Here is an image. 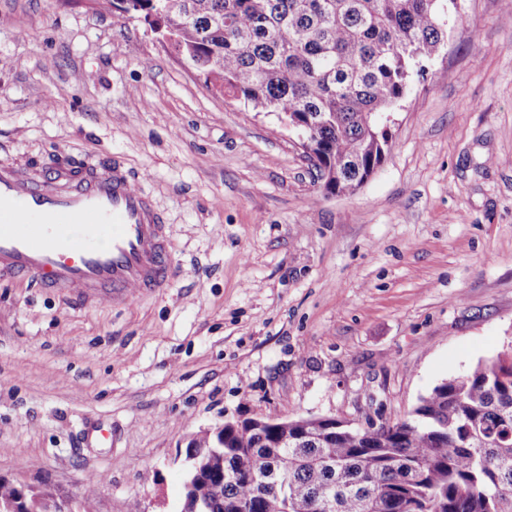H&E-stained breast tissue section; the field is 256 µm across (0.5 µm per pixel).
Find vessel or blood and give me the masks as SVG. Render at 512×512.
Listing matches in <instances>:
<instances>
[{"label":"vessel or blood","instance_id":"obj_1","mask_svg":"<svg viewBox=\"0 0 512 512\" xmlns=\"http://www.w3.org/2000/svg\"><path fill=\"white\" fill-rule=\"evenodd\" d=\"M168 227L120 162L49 177L0 166V275L127 307L169 285Z\"/></svg>","mask_w":512,"mask_h":512}]
</instances>
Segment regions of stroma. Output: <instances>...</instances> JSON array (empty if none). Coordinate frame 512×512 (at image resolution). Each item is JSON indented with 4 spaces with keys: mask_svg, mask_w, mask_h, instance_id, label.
<instances>
[{
    "mask_svg": "<svg viewBox=\"0 0 512 512\" xmlns=\"http://www.w3.org/2000/svg\"><path fill=\"white\" fill-rule=\"evenodd\" d=\"M512 0H457L384 162L319 188L297 137L112 0H0V164L120 159L169 288L93 310L0 277V478L180 512L227 420L402 416L512 340Z\"/></svg>",
    "mask_w": 512,
    "mask_h": 512,
    "instance_id": "obj_1",
    "label": "stroma"
}]
</instances>
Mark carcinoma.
<instances>
[{
  "mask_svg": "<svg viewBox=\"0 0 512 512\" xmlns=\"http://www.w3.org/2000/svg\"><path fill=\"white\" fill-rule=\"evenodd\" d=\"M456 0H128L173 34L205 83L304 133L326 195L383 163L391 112L447 37ZM288 436V445L279 438ZM190 447L220 477L184 485L198 512H512V348L436 384L405 419L254 429L243 420ZM20 502L0 481V502Z\"/></svg>",
  "mask_w": 512,
  "mask_h": 512,
  "instance_id": "obj_1",
  "label": "carcinoma"
}]
</instances>
